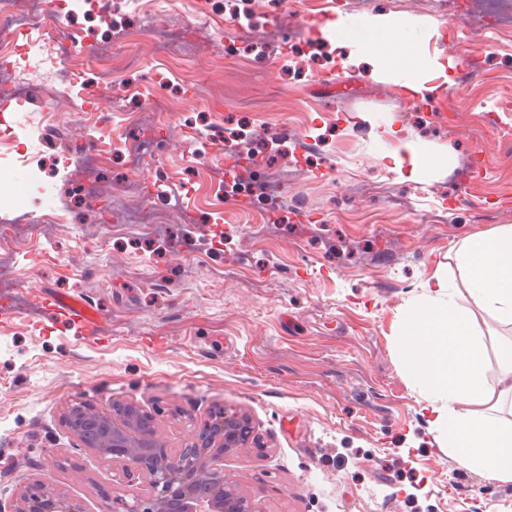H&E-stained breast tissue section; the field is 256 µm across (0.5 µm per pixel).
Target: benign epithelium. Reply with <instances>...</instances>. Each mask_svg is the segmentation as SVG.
<instances>
[{"mask_svg":"<svg viewBox=\"0 0 512 512\" xmlns=\"http://www.w3.org/2000/svg\"><path fill=\"white\" fill-rule=\"evenodd\" d=\"M62 424L81 445L120 464L129 476L147 482L142 494L115 491L105 497L107 512H260L224 475V454L254 440L251 421L223 407L211 410L182 448L164 439L157 415L135 402L106 408L75 403ZM10 512H86L83 504L52 482H27Z\"/></svg>","mask_w":512,"mask_h":512,"instance_id":"obj_1","label":"benign epithelium"}]
</instances>
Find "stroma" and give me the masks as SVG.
I'll return each instance as SVG.
<instances>
[{
  "label": "stroma",
  "instance_id": "1",
  "mask_svg": "<svg viewBox=\"0 0 512 512\" xmlns=\"http://www.w3.org/2000/svg\"><path fill=\"white\" fill-rule=\"evenodd\" d=\"M105 11L48 30L44 47L96 97L126 96V111L79 120L60 87L39 84L24 117L4 113L21 125L0 133V196L68 222L45 238L0 213V250L16 254L0 264V504L34 478L87 512L107 490L144 492L61 423L75 402L133 401L159 413L174 447L212 408L247 415L262 445L225 454L224 472L259 512H512V482L441 448L397 344L424 284L456 282L462 240L512 225V33L440 36L451 15L490 22L496 5L373 0L370 14L440 63L414 105L307 29L312 16H358L353 0H282L263 53L236 39L226 0H179L157 34L129 42L112 27L137 29L136 15L119 0ZM158 96L173 106L167 124L139 123ZM393 128L443 164L393 169ZM233 151L276 171L288 208L257 192L213 208L211 171ZM181 204L193 223L127 221L134 207ZM50 292L96 309L97 334L49 306Z\"/></svg>",
  "mask_w": 512,
  "mask_h": 512
}]
</instances>
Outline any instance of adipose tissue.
Wrapping results in <instances>:
<instances>
[{"instance_id": "ef3b65f1", "label": "adipose tissue", "mask_w": 512, "mask_h": 512, "mask_svg": "<svg viewBox=\"0 0 512 512\" xmlns=\"http://www.w3.org/2000/svg\"><path fill=\"white\" fill-rule=\"evenodd\" d=\"M327 37L354 47L412 95L425 89L433 66L423 48L388 20L340 15ZM456 267L469 305L459 304L444 277L427 283L428 295L400 325L403 362L432 415L431 425L457 462L498 482H512V340L498 348V382H485V344L477 315L512 324V225L464 241Z\"/></svg>"}]
</instances>
